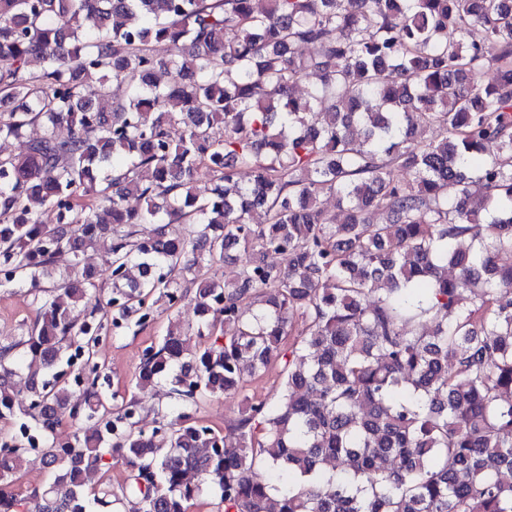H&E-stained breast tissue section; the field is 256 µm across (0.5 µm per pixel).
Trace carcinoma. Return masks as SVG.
Instances as JSON below:
<instances>
[{
	"instance_id": "obj_1",
	"label": "carcinoma",
	"mask_w": 512,
	"mask_h": 512,
	"mask_svg": "<svg viewBox=\"0 0 512 512\" xmlns=\"http://www.w3.org/2000/svg\"><path fill=\"white\" fill-rule=\"evenodd\" d=\"M35 124L0 154V288L37 307L0 346V420L26 438L0 436V512H21L32 452L41 512L109 504L95 477L116 458L129 512H193L206 489L224 512H512V0H0V139ZM105 233L103 275L83 260ZM235 248L256 258L237 268ZM63 253L78 275L40 293ZM156 294L194 305L201 343L176 327L145 350L135 390L164 381L174 402L147 430L136 394L108 404L95 355ZM275 364L276 404L192 421ZM65 416L94 429L57 442ZM38 457L35 455H30L28 459V463L26 465L25 471L22 473L21 477V491H22V498H24L23 504L21 506L22 512H32L33 509L32 501L33 498H27V495L29 494L30 490L34 487L41 486L46 479L48 478L47 471L41 470L40 467L37 465Z\"/></svg>"
}]
</instances>
